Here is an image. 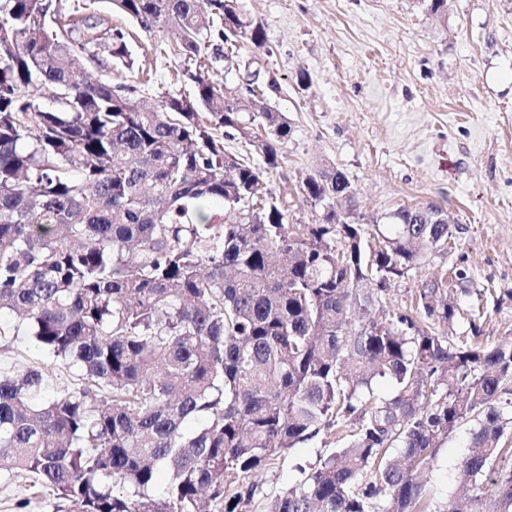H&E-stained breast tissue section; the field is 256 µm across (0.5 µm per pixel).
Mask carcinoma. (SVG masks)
I'll return each mask as SVG.
<instances>
[{"mask_svg":"<svg viewBox=\"0 0 512 512\" xmlns=\"http://www.w3.org/2000/svg\"><path fill=\"white\" fill-rule=\"evenodd\" d=\"M102 1L178 32L192 92L148 110L112 83L96 50L135 59L130 34L95 18ZM233 2L0 0V316L20 318L0 335L25 331L81 381L49 396L43 363L0 373V476L25 472L81 512H253V476L334 432L346 446L296 465L271 512H471L421 481L471 419L459 474L494 486L488 512H512V346L438 333L460 313L442 280L414 315L369 316L420 247H448L446 214L403 206L374 248L331 206L291 229L266 178L288 121L253 113L263 167L226 153L240 95L203 74L208 45L264 46ZM350 193L336 170L303 182L314 203ZM378 381L391 399L374 400Z\"/></svg>","mask_w":512,"mask_h":512,"instance_id":"carcinoma-1","label":"carcinoma"}]
</instances>
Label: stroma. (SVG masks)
Returning <instances> with one entry per match:
<instances>
[{
	"instance_id": "stroma-1",
	"label": "stroma",
	"mask_w": 512,
	"mask_h": 512,
	"mask_svg": "<svg viewBox=\"0 0 512 512\" xmlns=\"http://www.w3.org/2000/svg\"><path fill=\"white\" fill-rule=\"evenodd\" d=\"M263 29L265 45L212 46L209 74L231 89L256 75L269 106L288 121L281 164L267 182L292 224L320 223L324 204L305 201V178L333 168L352 188L338 201L341 220L366 230L390 223L401 206L446 207L452 244L427 249L419 265L391 281L373 317L414 307L422 284L452 268L464 283L448 294L478 316L483 337L512 339V0H448L428 13L422 0H238ZM133 31V69L113 67L114 84L137 86L155 106L191 92L175 35ZM462 424L437 451L428 473L440 496L459 488L457 462L468 451ZM336 448L326 435L288 449L254 481L257 504L294 483L295 464ZM28 475L0 480V512H74L47 489L31 493Z\"/></svg>"
}]
</instances>
